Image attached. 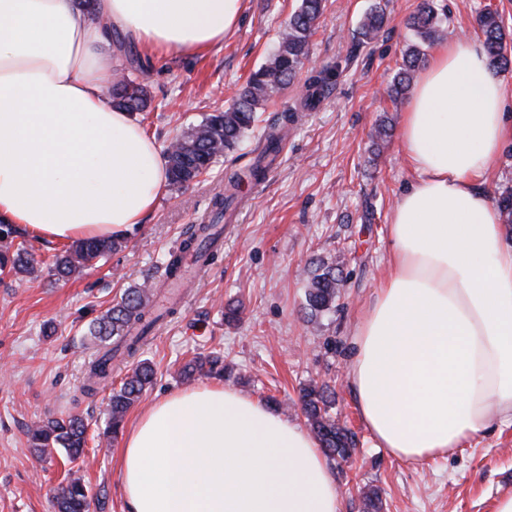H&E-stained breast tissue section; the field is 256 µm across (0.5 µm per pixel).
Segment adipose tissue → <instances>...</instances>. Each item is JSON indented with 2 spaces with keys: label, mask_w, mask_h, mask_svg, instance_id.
Listing matches in <instances>:
<instances>
[{
  "label": "adipose tissue",
  "mask_w": 512,
  "mask_h": 512,
  "mask_svg": "<svg viewBox=\"0 0 512 512\" xmlns=\"http://www.w3.org/2000/svg\"><path fill=\"white\" fill-rule=\"evenodd\" d=\"M244 0H0V221L68 244L138 227L165 160L105 93L113 32L200 54ZM512 136L502 79L461 36L430 56L402 116L410 180L389 263L353 332L348 384L376 447L421 463L512 423V245L485 188ZM126 512H342L316 436L221 384L155 400L122 436Z\"/></svg>",
  "instance_id": "obj_1"
}]
</instances>
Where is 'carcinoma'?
Instances as JSON below:
<instances>
[{
  "label": "carcinoma",
  "mask_w": 512,
  "mask_h": 512,
  "mask_svg": "<svg viewBox=\"0 0 512 512\" xmlns=\"http://www.w3.org/2000/svg\"><path fill=\"white\" fill-rule=\"evenodd\" d=\"M322 15V0H301L298 9L284 26L279 46L274 55L248 77L233 104L222 111L207 114L201 123L175 139L166 151L169 183L183 187L206 173L215 160L238 149L245 134L257 121V112L271 96L290 85L309 56L311 38ZM386 22V9L376 4L362 20L358 36L368 42L378 35ZM477 31L483 40L489 64L503 71L512 69V56L508 55L506 33L500 16L489 10L481 11L476 19ZM409 25L417 42L409 45L402 56L389 91L392 101L405 98L415 74L423 65V46L432 43L443 33V13L437 0H421ZM336 74L322 70L309 78L306 94L301 101L304 109L316 108L332 85ZM112 104L127 112H142L148 106L145 86L130 78L112 83ZM298 115L294 111L280 114L269 127L255 157L241 171L227 177L224 193L214 199L215 219L223 217L238 202L240 186L245 181L259 183L266 177L269 167L281 151L284 130L294 124ZM495 203L503 222L512 225V188L500 191ZM16 230L9 224H0V273L33 275L39 271L32 247L23 242L14 243ZM220 241V232L213 224H194L189 227L180 250L170 254L165 266L166 280L179 277L183 253L193 251L197 258L208 262ZM126 247L123 238L109 240H79L45 264L47 274L68 278L82 274L107 255ZM306 314L313 322L324 313L336 309V300L344 287L343 273L334 262L320 260L308 271ZM176 305L157 310L151 304L148 288H131L121 301L108 309L89 328L90 336L101 343L114 340L111 349L98 352L88 367L87 384L83 393L93 394L97 386L112 375V358L122 350L133 357L145 335L162 319L176 314ZM188 377L224 376V358L218 353L198 354L182 368ZM156 378L154 367L147 361L139 362L119 388L112 390L109 403V424L106 434L117 436L128 410ZM332 405L328 386L311 385L302 390L301 406L307 421L326 454L332 458L349 459L354 451L353 434L336 422L328 408ZM31 448L43 457L57 448L65 450L70 462L85 458L86 425L76 416L51 417L27 429ZM56 512H88L89 495L82 476L69 471L65 482L53 494Z\"/></svg>",
  "instance_id": "1"
}]
</instances>
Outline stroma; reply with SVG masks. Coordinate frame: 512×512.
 <instances>
[{"label": "stroma", "mask_w": 512, "mask_h": 512, "mask_svg": "<svg viewBox=\"0 0 512 512\" xmlns=\"http://www.w3.org/2000/svg\"><path fill=\"white\" fill-rule=\"evenodd\" d=\"M375 0H324L308 63L295 83L274 94L241 145L250 151L278 114L297 106L313 71L337 76L322 103L300 113L265 180L243 184L241 202L220 220L221 248L193 282L174 316L159 322L137 358L114 360L112 377L91 397L80 387L97 346L91 323L128 289L164 280L162 262L193 224L208 223L213 198L234 170L220 157L188 187H167L125 249L80 276L56 280L0 278V512H53V492L71 465L64 450L38 458L26 431L34 422L67 414L88 424L80 473L92 496L90 512H125L116 468L119 441L108 442L107 404L137 360H149L156 380L132 406L142 407L194 386L181 377L193 356L221 353L232 372L225 386L265 401L301 423L300 392L322 383L335 392L331 413L357 440L349 462H332L343 512H363V493L379 492L383 512H492L512 493V426H493L464 448L429 463L407 464L375 447L347 384L352 334L377 291L389 255L388 223L410 173L399 130L405 103L388 90L408 44L407 25L419 0H382L388 20L369 43L359 22ZM300 0H246L233 36L204 54L172 52L146 59L141 78L148 107L139 122L159 148L227 107L249 75L278 46V33ZM451 30L475 36V18L498 12L512 34V0H440ZM389 136L376 140L379 125ZM338 260L347 284L335 311L304 319L306 269ZM239 311L224 318L226 307Z\"/></svg>", "instance_id": "1"}]
</instances>
